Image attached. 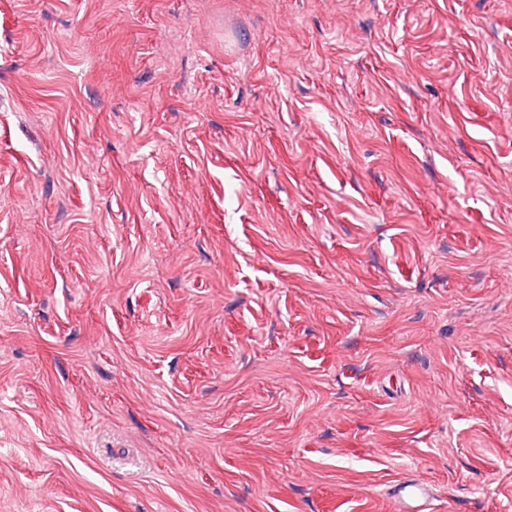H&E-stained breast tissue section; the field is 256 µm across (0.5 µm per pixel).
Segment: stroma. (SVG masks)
I'll use <instances>...</instances> for the list:
<instances>
[{
	"label": "stroma",
	"instance_id": "35a3bbf8",
	"mask_svg": "<svg viewBox=\"0 0 512 512\" xmlns=\"http://www.w3.org/2000/svg\"><path fill=\"white\" fill-rule=\"evenodd\" d=\"M512 512V0H0V512ZM396 512H430L429 491L417 481H403L394 484L390 493Z\"/></svg>",
	"mask_w": 512,
	"mask_h": 512
}]
</instances>
